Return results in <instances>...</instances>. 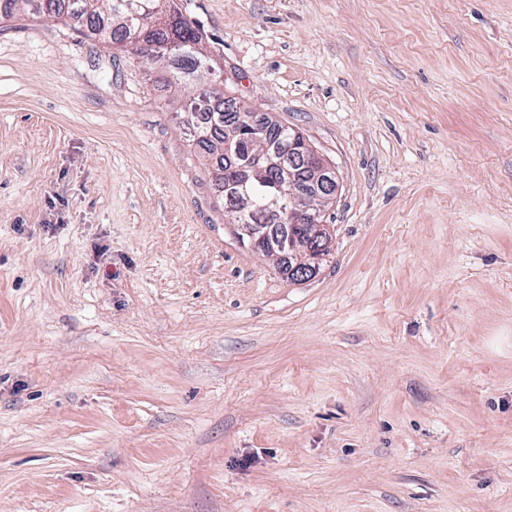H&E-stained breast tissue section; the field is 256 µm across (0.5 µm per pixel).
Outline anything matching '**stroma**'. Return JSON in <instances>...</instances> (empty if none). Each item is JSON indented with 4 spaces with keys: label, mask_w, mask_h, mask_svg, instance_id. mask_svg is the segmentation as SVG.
Instances as JSON below:
<instances>
[{
    "label": "stroma",
    "mask_w": 512,
    "mask_h": 512,
    "mask_svg": "<svg viewBox=\"0 0 512 512\" xmlns=\"http://www.w3.org/2000/svg\"><path fill=\"white\" fill-rule=\"evenodd\" d=\"M336 171L242 246L185 86L0 23V512H512V0H178ZM315 163V174L311 184L306 192L301 196L299 205H296L292 196L288 192H279L268 196L262 204V208L268 213L275 222L288 219L284 223H275L268 221L265 214L257 208L258 201L268 192L275 189L277 176L272 171L252 175L249 181L251 192L247 202L254 209L252 223L238 224L240 238H244L250 243V247L258 252L268 255H275L285 270L291 273L302 263L306 265L307 270L316 274L325 259V254L313 251L309 245L310 236L323 229L320 221L322 207L326 202L321 191L330 189L336 183V193L339 189L336 172L320 160L317 154H313ZM245 202V205H247ZM270 225H289L287 229L274 234L266 226ZM295 224H302L305 227V233L295 234L293 228ZM273 227V228H274ZM287 274V275H288Z\"/></svg>",
    "instance_id": "obj_1"
}]
</instances>
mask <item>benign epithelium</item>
<instances>
[{"instance_id": "7a95c632", "label": "benign epithelium", "mask_w": 512, "mask_h": 512, "mask_svg": "<svg viewBox=\"0 0 512 512\" xmlns=\"http://www.w3.org/2000/svg\"><path fill=\"white\" fill-rule=\"evenodd\" d=\"M269 134V129L262 128L256 122V115L243 112L239 118V130L224 142V153L229 158L240 162L243 170L257 171L274 168L284 179L290 178L286 166V153L272 152L263 155L249 154L243 151V141L249 136L255 140ZM315 174L299 203H294L288 192H279L267 197L262 208L274 221L284 219L290 222L291 231L273 233L270 229L257 224H240L237 227L240 237L250 243L258 252L274 255L283 264L287 272H292L301 264L315 274L325 259V254L311 249L310 236L323 229L320 221L322 207L326 202L321 191L329 189L338 182L336 172L313 155Z\"/></svg>"}]
</instances>
